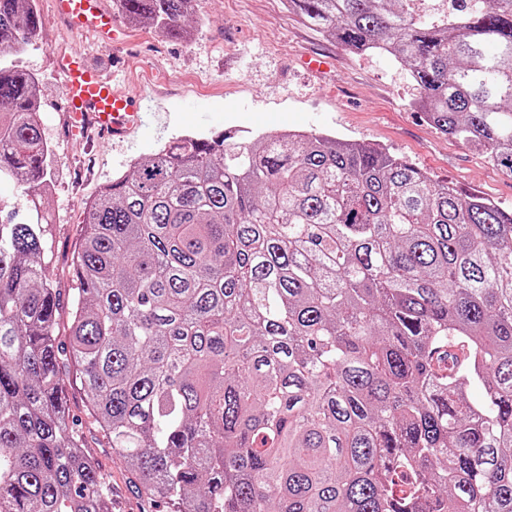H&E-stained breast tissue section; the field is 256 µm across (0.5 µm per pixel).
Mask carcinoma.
<instances>
[{
  "label": "carcinoma",
  "mask_w": 512,
  "mask_h": 512,
  "mask_svg": "<svg viewBox=\"0 0 512 512\" xmlns=\"http://www.w3.org/2000/svg\"><path fill=\"white\" fill-rule=\"evenodd\" d=\"M287 2L408 67L414 107L512 178V0ZM197 3L115 0L179 41ZM41 24L0 0V57ZM2 105L30 205L0 219V512H112L71 368L169 512H512V212L328 134L181 135L87 206L65 308L37 79L0 66Z\"/></svg>",
  "instance_id": "1"
}]
</instances>
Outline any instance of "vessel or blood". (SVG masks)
Listing matches in <instances>:
<instances>
[{
	"mask_svg": "<svg viewBox=\"0 0 512 512\" xmlns=\"http://www.w3.org/2000/svg\"><path fill=\"white\" fill-rule=\"evenodd\" d=\"M56 16L76 29H92L112 40L116 33L105 0H53ZM56 69L64 77L60 103L70 137L120 138L140 125V107L87 59L63 50L53 55Z\"/></svg>",
	"mask_w": 512,
	"mask_h": 512,
	"instance_id": "vessel-or-blood-1",
	"label": "vessel or blood"
}]
</instances>
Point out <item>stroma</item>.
Masks as SVG:
<instances>
[{"instance_id": "35a3bbf8", "label": "stroma", "mask_w": 512, "mask_h": 512, "mask_svg": "<svg viewBox=\"0 0 512 512\" xmlns=\"http://www.w3.org/2000/svg\"><path fill=\"white\" fill-rule=\"evenodd\" d=\"M50 2L36 0L42 25L12 62L39 80L42 135L54 153V188L45 204L52 233L47 257L61 298L77 286L70 263L87 203L112 178L129 173L134 161L186 133H274L286 127L329 133L388 148L434 180L512 209L511 179L411 109L419 90L406 67L386 55L350 53L289 12L284 0H200L185 42L166 38L149 23L129 26L118 14L114 25L126 31L125 41L77 34L53 15ZM57 48L111 72L141 106L142 126L90 147L69 142L59 112L64 78L54 68ZM306 55L329 57L330 70L308 72L301 63ZM68 404L112 493L114 512H166L164 503L137 493L134 477L113 457L77 387L69 388Z\"/></svg>"}]
</instances>
